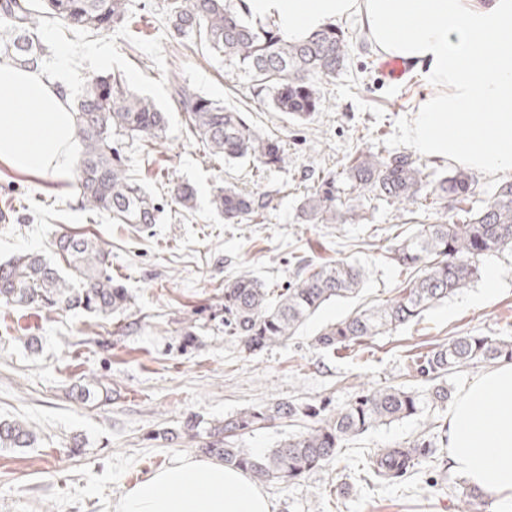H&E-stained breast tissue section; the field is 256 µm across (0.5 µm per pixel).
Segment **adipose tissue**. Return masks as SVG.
Listing matches in <instances>:
<instances>
[{
  "label": "adipose tissue",
  "mask_w": 512,
  "mask_h": 512,
  "mask_svg": "<svg viewBox=\"0 0 512 512\" xmlns=\"http://www.w3.org/2000/svg\"><path fill=\"white\" fill-rule=\"evenodd\" d=\"M300 38L359 15L381 53L412 65L429 91L408 127L413 150L496 175L512 171V0H246ZM65 83L0 63V165L68 179L76 166L75 116ZM448 460L470 484L512 505V363L477 376L448 410ZM115 512H272L241 470L184 457L127 488Z\"/></svg>",
  "instance_id": "obj_1"
}]
</instances>
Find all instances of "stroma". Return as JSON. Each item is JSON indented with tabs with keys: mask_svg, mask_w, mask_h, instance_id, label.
<instances>
[{
	"mask_svg": "<svg viewBox=\"0 0 512 512\" xmlns=\"http://www.w3.org/2000/svg\"><path fill=\"white\" fill-rule=\"evenodd\" d=\"M128 24L109 31L75 30L43 18L47 47L41 62L55 76L68 50L70 96L95 75L125 74L132 90L167 114L160 141L123 140L127 168L154 194L161 213L147 226L116 224L82 207L74 182L22 175L0 167V263L22 253L56 259L55 243L75 233L107 252L114 280L131 303L120 317L80 310L0 307V420H19L38 437L33 448H0V512H113L132 484L176 460L199 456L206 424L277 400L332 398L346 402L362 384L420 388L409 375L407 350L424 352L451 336H512V253L482 260L498 275L492 297L483 282L434 305L420 324L375 337L362 349L316 350L319 331L360 306L396 295L407 275L385 256L396 235L426 223L420 204L372 201L363 219L345 224L300 223L304 186L341 172L358 151L409 149L407 126L427 85L413 72L393 80L381 57L363 46L358 17L341 21L350 37L345 68L323 86L325 107L294 121L254 94L252 79L228 70L193 37L174 36L167 0H128ZM244 112L250 123L278 138L285 167L256 171L252 162H224L188 129L168 77ZM186 182L196 206L175 204L170 189ZM231 183L260 196L264 207L239 224L210 207L215 187ZM346 257L368 271L359 295L319 309L286 344L245 353L224 333V283L250 274L279 291L293 281L298 259L321 266ZM196 338L183 347L185 328ZM111 389L110 400L87 401L91 381ZM203 420L194 431L189 416ZM443 411L373 429L343 449L339 463L289 486L264 484L274 512H460L465 479L447 464L438 427ZM180 437L168 444L161 431ZM432 432L433 462L403 485L371 487L360 472L368 454Z\"/></svg>",
	"mask_w": 512,
	"mask_h": 512,
	"instance_id": "obj_1",
	"label": "stroma"
}]
</instances>
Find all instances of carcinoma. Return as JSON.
Masks as SVG:
<instances>
[{
	"instance_id": "1",
	"label": "carcinoma",
	"mask_w": 512,
	"mask_h": 512,
	"mask_svg": "<svg viewBox=\"0 0 512 512\" xmlns=\"http://www.w3.org/2000/svg\"><path fill=\"white\" fill-rule=\"evenodd\" d=\"M48 14L75 29L108 31L126 18L127 0H43ZM245 0H171L173 33L194 36L225 64L248 73L253 91L271 94L269 106L295 121L321 111L320 82L345 67L348 41L330 23L307 36L290 38L276 27L258 28L247 20ZM0 24L7 27V51L21 66H35L46 51L38 35L41 19L32 0H0ZM173 99L188 118L195 135L213 153L230 160H249L261 170L285 163L279 141L251 125L243 113L224 107L171 74ZM75 136L83 146L76 166L81 205L106 212L114 224H155L160 208L145 185L129 173L118 148V137L160 140L166 113L131 91L120 73L93 77L73 101ZM354 196L337 194L336 177L325 176L307 191L299 218L307 224H343L347 214L374 200L406 204L425 200L426 209L442 204L448 221L420 224L412 233L395 236L389 254L398 266L415 274L398 294L373 308L352 312L312 338L325 352L355 348L377 336L419 323L435 304L463 291L481 278L482 260L491 253L512 251V179L486 192L477 208L460 209L477 195L478 184L459 168L430 178L426 168L406 152H359L342 169ZM173 200L194 207L195 190L188 184L171 189ZM212 208L234 224L258 213L255 195L233 185L219 186ZM462 216L458 222L455 217ZM62 260L80 278H65L39 254L0 263V306L37 305L49 309H81L102 316H121L130 304L123 285L112 280L106 252L85 237L63 236L56 243ZM367 273L355 261L341 259L312 268L299 266L295 281L272 297L258 279L240 274L224 284V332L237 338L250 354L282 345L325 304L352 298ZM512 362V339L465 333L437 344L412 360L423 390L402 385L362 388L343 404L329 397L259 404L209 427L202 452L243 470L259 484L288 486L330 465L348 442L394 421L448 407L447 376L463 366ZM306 423L276 447L258 452L240 448L237 437L275 421ZM33 430L17 421H0V448H31ZM434 442L420 436L405 445L379 448L368 470L379 485L400 484L433 455Z\"/></svg>"
}]
</instances>
